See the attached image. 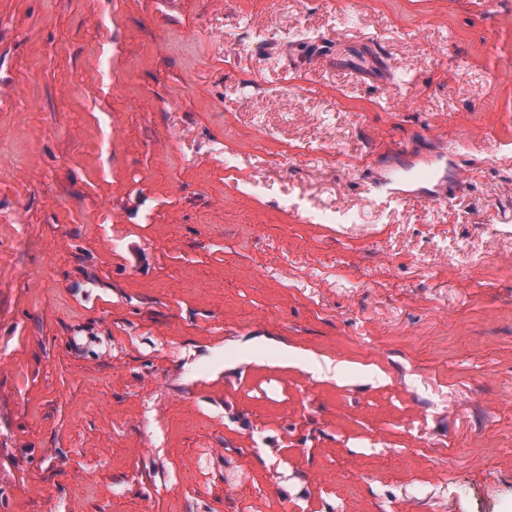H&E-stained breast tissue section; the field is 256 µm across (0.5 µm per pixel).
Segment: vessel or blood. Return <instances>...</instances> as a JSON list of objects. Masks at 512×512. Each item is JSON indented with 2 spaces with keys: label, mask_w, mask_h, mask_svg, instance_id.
<instances>
[{
  "label": "vessel or blood",
  "mask_w": 512,
  "mask_h": 512,
  "mask_svg": "<svg viewBox=\"0 0 512 512\" xmlns=\"http://www.w3.org/2000/svg\"><path fill=\"white\" fill-rule=\"evenodd\" d=\"M448 157V162L444 163L437 157L400 156L383 188L389 194L408 200L438 202L446 199L462 182L456 151H449Z\"/></svg>",
  "instance_id": "obj_1"
}]
</instances>
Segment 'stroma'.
Returning a JSON list of instances; mask_svg holds the SVG:
<instances>
[{"mask_svg": "<svg viewBox=\"0 0 512 512\" xmlns=\"http://www.w3.org/2000/svg\"><path fill=\"white\" fill-rule=\"evenodd\" d=\"M0 512H512V0H0ZM418 157L402 155L396 161L394 173L384 180L381 187L397 197L424 202H439L446 199L462 182V169L458 164L457 153L448 148V157ZM447 157L448 164L441 159ZM421 163V166H418Z\"/></svg>", "mask_w": 512, "mask_h": 512, "instance_id": "obj_1", "label": "stroma"}]
</instances>
